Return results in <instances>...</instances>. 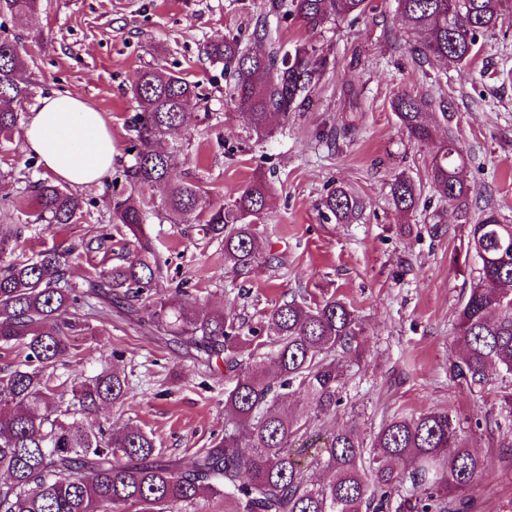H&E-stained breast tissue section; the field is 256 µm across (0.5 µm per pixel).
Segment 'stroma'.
Here are the masks:
<instances>
[{"instance_id": "1", "label": "stroma", "mask_w": 512, "mask_h": 512, "mask_svg": "<svg viewBox=\"0 0 512 512\" xmlns=\"http://www.w3.org/2000/svg\"><path fill=\"white\" fill-rule=\"evenodd\" d=\"M275 2L41 0L22 27L0 20V31L20 35L32 57L34 97L22 119L44 96L70 92L103 115L113 144L107 179L78 191L85 201L80 222L44 225L21 238L16 253L73 246L77 279L111 266L116 253L89 252L82 244L108 223L114 201L133 195L152 212L147 230L161 259V291L184 284L198 313L225 311L266 337L267 311L291 295L319 300L334 293L353 307L365 329L363 356L342 362L346 397L332 419L336 426L355 424L370 433L398 413L445 409L463 419L496 413L494 394L453 383L448 367L460 350L454 322L479 266L467 251L466 221L491 209L512 224V8L461 67L412 53L413 38L395 0H370L359 18L331 20L314 32L283 18ZM261 27L264 46L285 52L304 41L331 62L308 101L287 120L273 119L265 137L251 132L231 100L232 68L203 54L206 43L227 37L253 46ZM149 66L198 86L185 124L169 140L180 147L175 164L181 178L203 189L204 211L231 204L256 178L269 186L268 206L254 220L264 259L246 275L229 274L223 249L199 225L164 219L158 193L127 175L138 112L131 85ZM401 93L450 103L451 123L434 124L428 142H411L391 107ZM452 134L462 143L463 177L472 188L465 219L428 186L435 152ZM23 141L18 130L0 143V224L33 222V208L17 201L49 175ZM401 173L424 187L408 215L390 201V185ZM339 185L366 202L350 224L326 218L320 206ZM435 224L443 227L436 235ZM91 320L96 334L79 337L62 357L55 384L70 386L118 349L132 390L124 407L101 410L100 420L152 432L168 458L223 436L224 389L231 383L223 365L205 366L122 315ZM472 441L486 467L466 493L468 512H512V456L490 431H477Z\"/></svg>"}]
</instances>
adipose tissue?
I'll return each mask as SVG.
<instances>
[{
    "label": "adipose tissue",
    "instance_id": "1",
    "mask_svg": "<svg viewBox=\"0 0 512 512\" xmlns=\"http://www.w3.org/2000/svg\"><path fill=\"white\" fill-rule=\"evenodd\" d=\"M24 149L57 179L79 187L102 184L112 168V135L100 112L67 92L41 100L25 129Z\"/></svg>",
    "mask_w": 512,
    "mask_h": 512
}]
</instances>
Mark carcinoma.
<instances>
[{
    "mask_svg": "<svg viewBox=\"0 0 512 512\" xmlns=\"http://www.w3.org/2000/svg\"><path fill=\"white\" fill-rule=\"evenodd\" d=\"M413 51L429 61L467 65L480 36L495 27L504 0H397ZM289 14L311 31L330 19L359 16L366 0H290ZM38 0H0V17L21 25L37 12ZM214 63L234 65L233 101L250 115L259 137L274 116L288 118L301 107L329 60L316 58L305 43L284 54L251 50L236 39L204 46ZM29 52L21 38L0 35V138L8 140L30 97ZM138 113L135 163L130 177L160 192L176 224H192L202 213L203 189L183 181L173 156L157 144L184 121L196 86L158 67L140 71L131 87ZM392 108L409 137L422 142L433 124V99L404 94ZM458 138L448 134L436 152L431 187L466 213L472 189ZM269 187L254 180L233 203L211 211L204 233L224 248V263L236 276L259 259L253 218L266 209ZM395 209H416L421 185L399 176L390 186ZM25 205L48 224H74L84 202L67 186L40 179ZM321 206L338 224H350L364 209L362 197L344 186ZM147 212L129 196L112 208V224L99 245L112 247L120 234L121 262L83 283L70 280L69 250L45 248L26 257L13 243L30 224H0V350H16L0 369V512H200L213 502L224 512H466L464 493L485 469L461 418L448 411L395 415L371 440L356 426L327 429L323 444L295 447L302 430L283 406L290 394L306 396L318 421L343 402L345 374L336 356H357L364 328L355 311L332 295L311 303L293 297L274 305L267 319L274 336L256 341L253 331L224 312L200 315L177 286L157 291L161 265L143 232ZM467 248L479 260L478 276L455 322L460 353L449 379L483 392L504 385L494 425L499 447L512 448V224L487 211L469 225ZM96 300L115 305L169 341L210 362L224 361L232 384L224 389V437L178 459L166 460L152 434L127 425L108 432L85 418L103 407H121L130 383L114 351L91 376L73 383L71 398L47 370L70 348V337L93 335L82 309ZM326 468L333 476L318 483L307 471Z\"/></svg>",
    "mask_w": 512,
    "mask_h": 512,
    "instance_id": "obj_1",
    "label": "carcinoma"
}]
</instances>
